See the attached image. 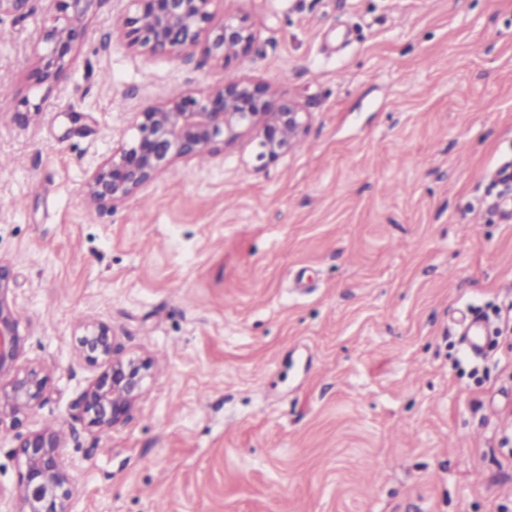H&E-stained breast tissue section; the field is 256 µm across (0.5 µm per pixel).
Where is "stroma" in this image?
Instances as JSON below:
<instances>
[{
	"label": "stroma",
	"mask_w": 512,
	"mask_h": 512,
	"mask_svg": "<svg viewBox=\"0 0 512 512\" xmlns=\"http://www.w3.org/2000/svg\"><path fill=\"white\" fill-rule=\"evenodd\" d=\"M254 39L226 68L144 55L98 0L57 86L31 76L51 16L0 20V258L48 377L0 432L57 429L78 512H512V0H213ZM248 78L311 115L259 166L247 134L117 208L92 163L161 98ZM488 325L480 355L461 321ZM106 322L152 374L111 431L75 407Z\"/></svg>",
	"instance_id": "1"
}]
</instances>
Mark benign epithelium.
Here are the masks:
<instances>
[{
	"mask_svg": "<svg viewBox=\"0 0 512 512\" xmlns=\"http://www.w3.org/2000/svg\"><path fill=\"white\" fill-rule=\"evenodd\" d=\"M59 16L42 28L38 41L46 53L36 56L33 74L40 83L66 78L77 47L87 35L86 19L99 0H51ZM135 16L117 28L118 36L149 55L189 56L196 50L218 65L245 56L253 32L244 21L213 22V0H134ZM274 93L261 82L229 79L206 90L167 97L135 116L136 134L99 162L83 185L86 201L116 207L136 195L179 160L211 154L216 143H232L254 131L258 161L267 165L285 156L305 132L309 113L294 99L272 103ZM11 274L0 262V427L22 424L44 396L47 377L22 363L26 337L9 299ZM78 358L104 367L82 393L76 408L89 424L108 432L125 421L144 392L151 363L123 357L110 327L89 319L80 325ZM16 486L0 488L5 512H76L79 466L61 453L57 430L45 428L20 438Z\"/></svg>",
	"mask_w": 512,
	"mask_h": 512,
	"instance_id": "obj_1",
	"label": "benign epithelium"
}]
</instances>
